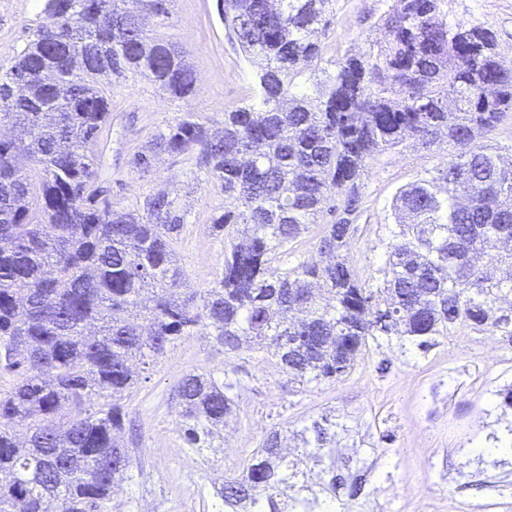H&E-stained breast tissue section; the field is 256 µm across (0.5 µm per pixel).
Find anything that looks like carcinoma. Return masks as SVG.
Returning <instances> with one entry per match:
<instances>
[{
  "label": "carcinoma",
  "mask_w": 512,
  "mask_h": 512,
  "mask_svg": "<svg viewBox=\"0 0 512 512\" xmlns=\"http://www.w3.org/2000/svg\"><path fill=\"white\" fill-rule=\"evenodd\" d=\"M113 15L102 27L92 8ZM168 0H45L39 26L0 74V367L18 376L0 396V512H112L130 478L119 441L122 403L140 372L195 328L224 352L261 350L302 383L335 379L363 348L408 338L427 350L458 325L512 344V157L479 139L512 119V68L488 28L448 25L443 0H394L377 54L328 60L318 34L332 0H220L224 26L252 65V93L219 119L185 112L132 156L140 172L187 154L224 192V270L184 295L175 242L183 218L166 192L143 211L98 206V136L110 118L98 84L140 73L187 100L197 77L173 42L143 30L128 4L156 17ZM53 68L46 84L40 71ZM24 94L10 96L19 78ZM451 160L394 197L395 224L378 244L382 283L342 255L364 205L368 160L440 139ZM28 156L40 176L42 219L29 209ZM316 250L293 264L288 244L317 223ZM137 308L142 320L125 318ZM230 380L178 381L186 442L212 448L232 413ZM98 400L93 412L86 402ZM24 422L21 443L13 425ZM322 448L329 428L301 431ZM284 436L270 431L242 472L224 478L226 512H286Z\"/></svg>",
  "instance_id": "1"
}]
</instances>
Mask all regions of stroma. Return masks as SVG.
I'll return each mask as SVG.
<instances>
[{
    "label": "stroma",
    "mask_w": 512,
    "mask_h": 512,
    "mask_svg": "<svg viewBox=\"0 0 512 512\" xmlns=\"http://www.w3.org/2000/svg\"><path fill=\"white\" fill-rule=\"evenodd\" d=\"M393 0H336L324 56L338 59L384 46L385 16ZM44 0H0V72L8 69L34 30L45 24ZM449 23L495 32L504 65L512 67V0H444ZM154 36L179 45L198 81L193 98L169 97L150 80L129 74L99 87L111 117L99 142V202L142 208L158 191L176 199L184 219L177 250L186 271L185 292L214 287L224 267V238L211 220L224 194L187 155H161L150 172L130 159L159 128L192 111L221 117L250 93L253 71L229 41L218 0H171L167 17L153 19ZM452 145L426 151L403 147L377 156L364 176V211L356 222L349 259L365 276L379 262L373 250L394 218L391 202L417 174L440 167ZM228 375L240 387L218 451H199L180 428L177 384L187 372ZM512 345L499 334L459 326L421 351L413 344L368 345L354 369L336 380L299 384L264 354H225L205 336L179 338L159 363L143 371L125 403L132 428L121 439L132 460L130 478L115 503L138 512L150 500L156 512H213L219 485L210 475L241 473L271 430L288 438V512H418V497H432V512H512V449L495 438L512 428ZM326 420L330 447H303L300 433Z\"/></svg>",
    "instance_id": "1"
}]
</instances>
